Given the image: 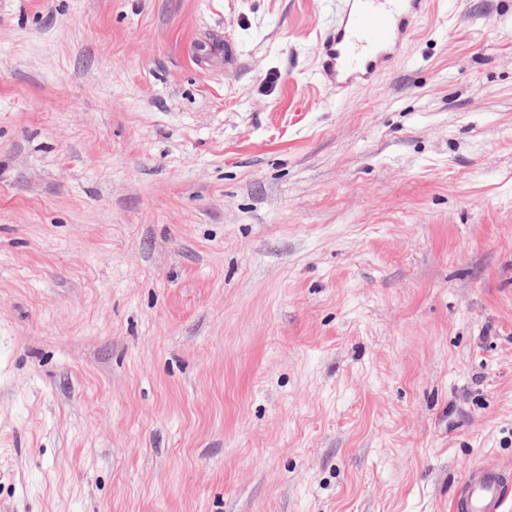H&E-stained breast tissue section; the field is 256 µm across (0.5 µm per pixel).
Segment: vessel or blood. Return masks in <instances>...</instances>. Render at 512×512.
I'll list each match as a JSON object with an SVG mask.
<instances>
[{
	"label": "vessel or blood",
	"instance_id": "1",
	"mask_svg": "<svg viewBox=\"0 0 512 512\" xmlns=\"http://www.w3.org/2000/svg\"><path fill=\"white\" fill-rule=\"evenodd\" d=\"M335 26L318 45V80L341 94L391 66L433 0H336ZM512 502V467L487 461L466 469L455 512H504Z\"/></svg>",
	"mask_w": 512,
	"mask_h": 512
}]
</instances>
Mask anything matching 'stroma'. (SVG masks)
<instances>
[{"label":"stroma","mask_w":512,"mask_h":512,"mask_svg":"<svg viewBox=\"0 0 512 512\" xmlns=\"http://www.w3.org/2000/svg\"><path fill=\"white\" fill-rule=\"evenodd\" d=\"M336 0H0V512H451L512 465V0L317 79Z\"/></svg>","instance_id":"stroma-1"}]
</instances>
